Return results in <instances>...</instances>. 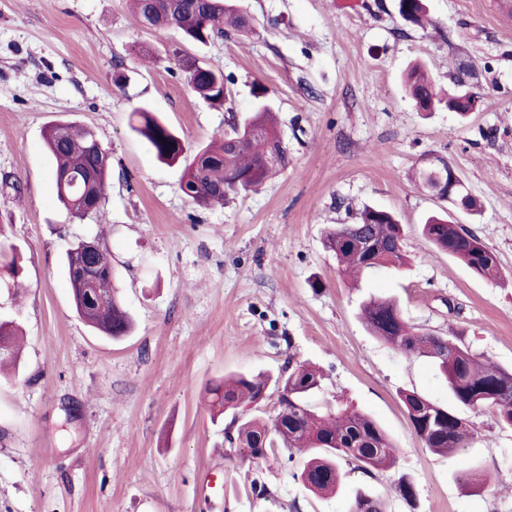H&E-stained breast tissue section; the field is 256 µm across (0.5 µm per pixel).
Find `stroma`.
<instances>
[{
    "label": "stroma",
    "instance_id": "stroma-1",
    "mask_svg": "<svg viewBox=\"0 0 512 512\" xmlns=\"http://www.w3.org/2000/svg\"><path fill=\"white\" fill-rule=\"evenodd\" d=\"M131 2L0 0V224L22 248L26 286L21 304L0 295L25 341L18 374L0 376V512H348L359 489L386 512H512V427L463 409L472 447L429 451L398 393L446 405L444 378L358 316L366 296L395 297L419 331L512 369V22L492 0H426L424 27L397 0H237L253 30L198 46L143 25ZM180 54L223 73V104L190 90ZM414 61L439 88L480 93L479 109L419 111L401 81ZM259 86L288 162L220 206H195L182 167L128 125L145 106L203 145L253 113ZM61 121L92 128L112 155L103 223L69 220L56 201L43 133ZM442 160L477 214L420 188L416 172ZM366 206L404 225L410 264L354 288L325 239ZM443 210L496 254L503 280L430 246L420 225ZM95 236L134 320L119 342L77 317L66 281L65 249ZM291 361L320 371L318 408L351 404L381 424L395 468L343 464V491L318 496L286 453L252 462L227 440L231 417L212 418L208 387Z\"/></svg>",
    "mask_w": 512,
    "mask_h": 512
}]
</instances>
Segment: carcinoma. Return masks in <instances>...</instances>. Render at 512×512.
Listing matches in <instances>:
<instances>
[{"label": "carcinoma", "mask_w": 512, "mask_h": 512, "mask_svg": "<svg viewBox=\"0 0 512 512\" xmlns=\"http://www.w3.org/2000/svg\"><path fill=\"white\" fill-rule=\"evenodd\" d=\"M398 12L407 22L423 24L424 0H398ZM142 22L151 27H175L192 43L206 45L224 34L223 24L238 32L252 29L251 19L235 10L232 0H136ZM190 89L213 104L224 102L217 86L224 74L208 67L186 73ZM405 84L423 112L433 108L432 84L421 64H412ZM266 91L255 93L258 109L242 126L216 135L202 147L192 148L163 120L139 107L131 112L130 129L146 140L155 158L166 165L185 162L181 190L200 207L224 203L230 193L249 191L262 185L276 164L285 161L286 151L271 137L270 106ZM44 139L54 159V176H68L82 190L62 188L55 182L57 199L76 221L105 216L107 182L112 176V158L98 136L87 127L70 123L50 126ZM358 224H339L326 237V247L336 255L344 270L359 274L382 268L400 270L408 265L405 231L385 210L365 207ZM421 234L436 249L459 260L481 278H501L497 256L471 230L453 224L441 215H431L421 225ZM80 240L64 255L68 285L78 316L104 336L118 340L126 336L132 320L114 285L110 253L103 247L90 254L95 266L93 283H77L79 268L74 255H83ZM20 248L0 226V271L17 280L22 272ZM361 317L374 336L404 358H430L448 384L459 408L489 410L499 422L512 426V370L473 354L448 337L422 333L409 324L398 303L390 298L371 297L361 304ZM18 319H0V364L15 365L19 359ZM283 387L288 396H278L275 415L269 420L247 417L237 429L236 440L251 459H262L282 448L302 454L295 477L310 492L337 493L343 487L341 462H355L369 473L396 466L397 456L390 437L370 415L352 405L318 412L310 402L321 387L319 372L304 364L288 366V375L236 373L211 387L212 406L221 415L232 411L234 420L247 405L259 401L269 385ZM406 415L426 448L435 454H458L471 447L477 431L448 409L415 391L399 392ZM349 512H383L381 501L357 490Z\"/></svg>", "instance_id": "obj_1"}]
</instances>
